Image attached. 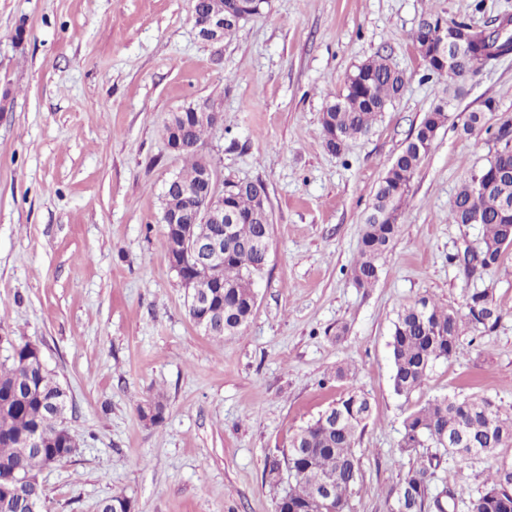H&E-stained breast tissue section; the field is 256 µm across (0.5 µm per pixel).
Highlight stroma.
I'll return each mask as SVG.
<instances>
[{"mask_svg": "<svg viewBox=\"0 0 512 512\" xmlns=\"http://www.w3.org/2000/svg\"><path fill=\"white\" fill-rule=\"evenodd\" d=\"M481 28L512 0H269L232 38H198L189 0H0V336L39 346L67 391L74 454L38 473L45 512H277L266 469L292 435L344 397L367 394L351 512H389L412 467L456 512L512 447L457 464L441 448L400 458L403 420L439 395L491 397L512 413V247L466 272L457 253L482 238L450 204L503 145L512 55L465 81L415 175L379 281L357 287L363 224L387 169L448 86L412 34L427 14ZM24 40H16L17 30ZM383 55L405 84L370 132L327 151L322 112L363 62ZM482 130L469 112L485 100ZM214 102L203 153L221 182L266 183L270 259L254 312L213 339L187 312L164 247L161 192L185 159L170 116ZM486 291L501 315L461 358L438 362L410 397L392 388L397 312L420 297L451 312ZM354 368V380L336 376ZM164 421L141 417L153 397Z\"/></svg>", "mask_w": 512, "mask_h": 512, "instance_id": "35a3bbf8", "label": "stroma"}]
</instances>
